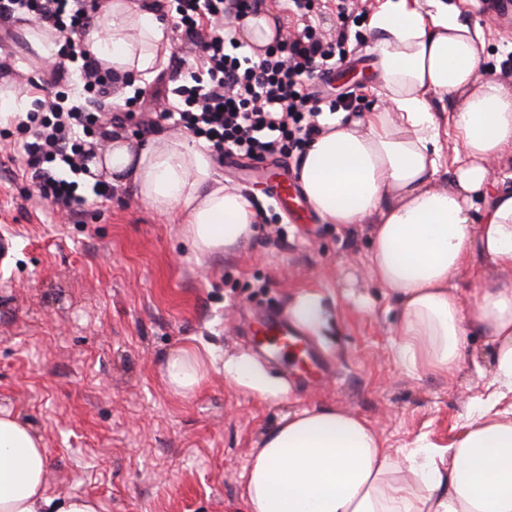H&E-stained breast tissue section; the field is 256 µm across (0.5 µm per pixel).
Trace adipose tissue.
Returning a JSON list of instances; mask_svg holds the SVG:
<instances>
[{
	"label": "adipose tissue",
	"instance_id": "obj_1",
	"mask_svg": "<svg viewBox=\"0 0 512 512\" xmlns=\"http://www.w3.org/2000/svg\"><path fill=\"white\" fill-rule=\"evenodd\" d=\"M158 0H108L82 40L114 76L149 80L170 53ZM383 106L324 113L299 160L307 204L327 224L371 225L369 275L399 303L397 357L420 374L453 378L464 339L481 333L494 365L488 394L441 446L418 437L394 456L374 425L336 407L288 414L263 438L243 476L246 512H512V284H481L472 304L454 275L482 258L512 273V190L490 192V165L512 157V89L481 73L482 28L457 9L423 12L388 0L370 19ZM460 100L439 123L433 100ZM448 126L454 158L435 185ZM173 217L194 253L246 242L260 221L253 202L224 186L205 144L159 136L140 145L113 136L87 165ZM212 363L192 346L165 362L179 395L195 393ZM43 439L0 408V512H101L100 502L50 491Z\"/></svg>",
	"mask_w": 512,
	"mask_h": 512
}]
</instances>
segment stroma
Returning a JSON list of instances; mask_svg holds the SVG:
<instances>
[{"mask_svg":"<svg viewBox=\"0 0 512 512\" xmlns=\"http://www.w3.org/2000/svg\"><path fill=\"white\" fill-rule=\"evenodd\" d=\"M368 13L344 23L346 55L330 91L355 92L353 111L380 102L368 69L374 34ZM483 27L485 77L512 68V11L500 0H444ZM11 29L7 81L46 94L54 75L33 60L23 24ZM265 222L246 243L210 258L195 255L180 225L132 190L89 196L67 220L34 197L25 162L0 137V405L41 435L52 490L99 500L104 512H244L241 476L263 436L289 413L336 406L357 412L393 452L425 435L438 444L491 378L485 339L467 338L452 379L416 375L396 358L399 309L371 280L366 224H326L314 213L288 222L257 178L219 165ZM314 299L304 330L333 366L318 383L299 384L286 362L254 350L258 317L294 312ZM192 345L217 368L194 395L170 391L163 364ZM253 362L267 394L225 376L224 363Z\"/></svg>","mask_w":512,"mask_h":512,"instance_id":"stroma-1","label":"stroma"}]
</instances>
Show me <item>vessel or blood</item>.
<instances>
[{
    "instance_id": "b4317fda",
    "label": "vessel or blood",
    "mask_w": 512,
    "mask_h": 512,
    "mask_svg": "<svg viewBox=\"0 0 512 512\" xmlns=\"http://www.w3.org/2000/svg\"><path fill=\"white\" fill-rule=\"evenodd\" d=\"M269 187L275 198L284 204H294L297 191L293 183L282 174L269 179ZM256 340L267 349L286 358L289 368L299 370L305 380L328 376L332 370L330 362L317 346L301 330L288 321L286 316L264 317L257 321L253 331Z\"/></svg>"
}]
</instances>
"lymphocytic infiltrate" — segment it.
<instances>
[{
    "label": "lymphocytic infiltrate",
    "instance_id": "1",
    "mask_svg": "<svg viewBox=\"0 0 512 512\" xmlns=\"http://www.w3.org/2000/svg\"><path fill=\"white\" fill-rule=\"evenodd\" d=\"M265 5L266 0H169L175 37L195 48L200 71L175 82L170 108L158 114L162 120L178 118L215 152L255 161L303 149L317 130L314 118L320 113L310 104V83L346 42L345 33L327 36L313 18L305 17L263 57L240 55L238 43L224 28ZM99 9L100 0H0L1 18L22 15L50 25L62 57L56 71L75 65L82 81L80 93L63 89L36 98L34 111L16 125L35 193L70 212L84 201L75 176L85 171L89 158L74 130L103 121L92 103L111 97L116 82L80 40ZM63 165L70 177L61 175Z\"/></svg>",
    "mask_w": 512,
    "mask_h": 512
}]
</instances>
